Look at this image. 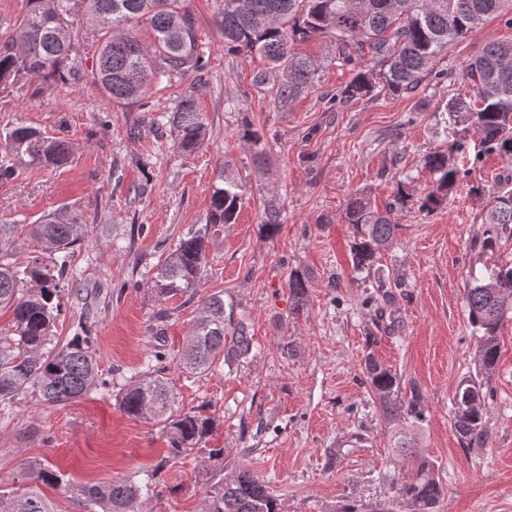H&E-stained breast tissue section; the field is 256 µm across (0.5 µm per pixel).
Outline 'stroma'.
<instances>
[{"mask_svg": "<svg viewBox=\"0 0 512 512\" xmlns=\"http://www.w3.org/2000/svg\"><path fill=\"white\" fill-rule=\"evenodd\" d=\"M207 56L203 70L152 86L145 105H118L93 82L94 30L84 36L83 70L69 84L23 78L0 88V131L16 124L67 138L64 168L12 157L14 174L0 179V218L35 224L50 213L82 216L86 235L73 250L78 287L64 290L54 334L66 342L90 312L102 379L132 373L149 352L166 353L165 375L182 408L207 406L218 425L207 445L224 451V470L248 464L263 477L282 512H389L400 465L386 447L389 425L367 382L374 355L400 375L403 393L418 389L424 418L415 457L432 461L444 487L438 512H512V318L500 330V357L484 402L487 436L464 447L452 426L455 393L477 374V337L465 290L491 262L481 245V211L512 177V160L475 161L476 136L456 155L466 170L444 205L395 208L397 242L382 255L383 288H368L354 271L349 198L368 194L385 207L399 180L420 194L431 186L423 154L443 146L449 95L466 92L463 62L485 44L512 38L504 19L473 30L435 63L439 84L424 78L411 93L379 94L338 103L337 94L369 58L342 63L335 39L300 44L318 57L312 88L278 102L284 72L259 55L231 52L216 18L222 0H187ZM193 88L209 122L207 140L181 152L166 116ZM260 133L254 143L244 126ZM231 162L241 205L235 223L213 235L201 283L168 300L146 290L159 260L189 230L205 224L215 170ZM280 224H264L268 207ZM305 280L303 301L288 286ZM220 294L234 321L244 322L252 352L245 362L185 378L177 367L185 337L205 299ZM159 426L123 414L114 391L98 389L65 405L0 406V491L18 486L25 461L61 471L45 488L56 512H84L80 489L156 470L159 491L149 512H199L207 461L201 452L163 462Z\"/></svg>", "mask_w": 512, "mask_h": 512, "instance_id": "1", "label": "stroma"}]
</instances>
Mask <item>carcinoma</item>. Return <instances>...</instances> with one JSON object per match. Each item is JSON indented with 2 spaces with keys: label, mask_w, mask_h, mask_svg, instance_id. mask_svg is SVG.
<instances>
[{
  "label": "carcinoma",
  "mask_w": 512,
  "mask_h": 512,
  "mask_svg": "<svg viewBox=\"0 0 512 512\" xmlns=\"http://www.w3.org/2000/svg\"><path fill=\"white\" fill-rule=\"evenodd\" d=\"M224 45L231 50L257 53L271 69L288 71V80L277 90L283 102H291L313 86L316 60L294 51V45L323 34H333L342 60L352 64L370 54L373 67L359 72L341 91L340 101L350 102L371 94L378 86L393 95L413 91L424 73L448 46L465 39L493 18H506L512 26V0H224L219 12ZM95 26L98 50L93 64L94 83L119 105L145 97L152 83L195 73L205 66L195 18L186 0H26L25 14L17 26L14 45L0 52V87L23 77L41 81L74 80L82 58L80 30ZM472 96L452 95L445 104L449 129L471 131L479 137L475 157L496 152L512 156V39L482 47L462 68ZM172 129L178 148L191 153L208 135L206 113L190 89L172 110ZM27 154L43 166L62 167L71 160L70 142L46 137L27 125L0 134V147ZM465 143L428 151L423 165L431 174L433 189L417 198L404 180L397 183L395 202L415 200L421 210L441 207L459 179L450 156ZM224 165L216 173L210 196L207 224L180 239L175 249L161 258L147 289L159 299L192 292L200 285L209 235L233 224L240 206L239 184ZM482 249L496 254L501 242L512 240V189L501 192L486 205ZM357 194L345 208L354 241V268L371 275L383 251L397 240L399 225L390 214ZM45 246L48 257L35 255L24 262L13 259L16 233ZM86 225L77 214L53 215L39 224H0V311L12 313L11 328L0 330V403H12L27 391L36 393L42 405H62L82 398L97 388H118L120 410L127 416L149 419L162 426L170 448L157 469L81 489L86 512H146L155 494L157 470L169 460L187 457L206 441L216 418L204 408L181 410L173 386L158 375V363L166 354L156 350L132 378L98 381L90 339L76 335L55 342L53 328L59 315L62 292L73 248L81 242ZM466 310L477 336L476 379L459 386L452 424L460 440L471 445L486 432L484 381L496 369L499 330L512 311V259L497 261L485 274L473 278L466 290ZM245 325L224 316V298L214 295L203 304L178 365L185 374L212 369L217 357L239 361L251 351ZM366 375L384 418L393 425L389 448L397 458L411 455L423 418L421 396L401 394V378L391 367L370 356ZM212 462L201 512H280L278 499L267 482L247 467L224 479V449H206ZM20 493L0 495V512H56L40 485L60 486L61 472L36 461L20 471ZM444 489L435 465L425 458L414 463L393 483L394 510L436 512Z\"/></svg>",
  "instance_id": "cac0c4a2"
}]
</instances>
